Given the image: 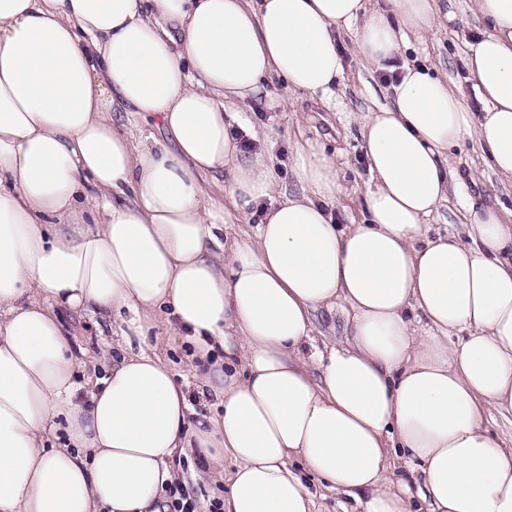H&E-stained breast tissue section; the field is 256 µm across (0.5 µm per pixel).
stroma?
<instances>
[{
	"label": "stroma",
	"mask_w": 512,
	"mask_h": 512,
	"mask_svg": "<svg viewBox=\"0 0 512 512\" xmlns=\"http://www.w3.org/2000/svg\"><path fill=\"white\" fill-rule=\"evenodd\" d=\"M453 15L421 39H410L399 56L400 63L424 66L447 80L450 87L462 90L473 112L482 105L465 68L470 43L484 30L481 21L467 8V0H454ZM344 61V73L329 97L290 95L285 107L271 105L270 96L284 93L278 82L264 83L262 90L241 106L242 120L234 124L246 142L245 154H253L262 144L261 137L275 129L278 137L270 145V159L279 184L294 185V146L299 137L318 141L338 162L345 193L333 211L338 223L351 224L362 219L361 205L369 181L363 153L359 148V118L390 105L393 91L379 72L368 67L352 51V36L343 33L338 41ZM448 179L452 186L447 201L429 220L432 231H451L466 235L468 200L483 203L502 202L512 208V185L502 182L489 168L486 155L477 141L468 140L448 153ZM163 355L177 372L183 373L191 401L198 416L212 412L213 406L199 393L198 376L186 369L189 346L175 336H161Z\"/></svg>",
	"instance_id": "1"
}]
</instances>
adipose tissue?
Wrapping results in <instances>:
<instances>
[{"label":"adipose tissue","instance_id":"1","mask_svg":"<svg viewBox=\"0 0 512 512\" xmlns=\"http://www.w3.org/2000/svg\"><path fill=\"white\" fill-rule=\"evenodd\" d=\"M471 4L481 114L403 66L359 120L342 226L335 159L297 143L287 191L231 109L274 78L332 94L344 30L385 68L440 0H0V512H151L189 448L224 512H314L309 475L352 512H512V437L485 419L512 415V211L469 203L463 240L427 224L467 139L512 183V0ZM336 308L348 340L317 342ZM165 311L209 365L197 423L149 340ZM69 312L122 317L121 358L87 369ZM316 318L314 320V337L316 340H322L323 336L330 337L329 335H335V326H336V335H341L343 332V324L344 319L339 312H336V317L334 315L330 316L325 312H317L315 314Z\"/></svg>","mask_w":512,"mask_h":512}]
</instances>
